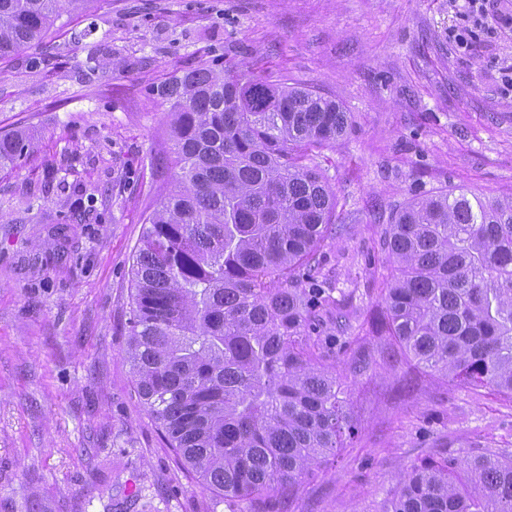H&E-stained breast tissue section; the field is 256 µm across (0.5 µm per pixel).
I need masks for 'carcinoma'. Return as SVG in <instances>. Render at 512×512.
Masks as SVG:
<instances>
[{"mask_svg":"<svg viewBox=\"0 0 512 512\" xmlns=\"http://www.w3.org/2000/svg\"><path fill=\"white\" fill-rule=\"evenodd\" d=\"M90 2L0 0V60ZM110 55L98 45L74 69L92 75ZM151 96L177 172L131 268L138 394L202 488L274 512L349 424L330 366L332 336L349 332L318 254L336 229V195L312 155L344 136L351 115L318 91L208 61ZM33 148L27 130L0 131V169ZM379 245L399 276L372 333L395 342L409 372L512 398V196L411 200ZM381 512H512V453L414 465Z\"/></svg>","mask_w":512,"mask_h":512,"instance_id":"cac0c4a2","label":"carcinoma"}]
</instances>
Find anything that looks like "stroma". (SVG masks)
<instances>
[{"label":"stroma","instance_id":"1","mask_svg":"<svg viewBox=\"0 0 512 512\" xmlns=\"http://www.w3.org/2000/svg\"><path fill=\"white\" fill-rule=\"evenodd\" d=\"M466 0H94L42 45L0 61V130L34 155L0 170V512H241L203 490L143 405L127 360L131 266L145 218L174 182L153 86L201 60L308 87L350 112L314 161L336 193L321 247L373 371L336 354L353 426L279 512H378L413 464L512 452V399L402 366L370 334L395 273L379 225L404 203L455 188L512 195V30L450 32ZM108 44L120 70L77 80L67 58ZM73 155L60 169L62 155ZM94 193L83 220L75 189Z\"/></svg>","mask_w":512,"mask_h":512}]
</instances>
